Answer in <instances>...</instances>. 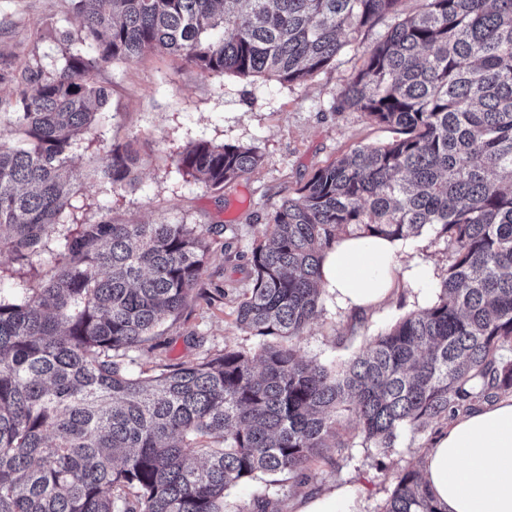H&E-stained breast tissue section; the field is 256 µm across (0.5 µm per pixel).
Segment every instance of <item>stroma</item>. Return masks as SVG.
Instances as JSON below:
<instances>
[{
	"label": "stroma",
	"instance_id": "1",
	"mask_svg": "<svg viewBox=\"0 0 512 512\" xmlns=\"http://www.w3.org/2000/svg\"><path fill=\"white\" fill-rule=\"evenodd\" d=\"M78 27L71 0H0V73L28 63L54 70L63 52L80 48L76 42L62 44L61 32ZM362 62L361 47L347 45L333 64L299 84L203 73L185 57L157 52L129 63L102 65L95 78L110 91L107 118L73 151L81 183L33 265L0 254V283L15 289L35 287L53 264L60 236L105 215L119 224H220L224 233L212 243L203 279L209 287L224 289V300L211 304L201 299L187 308L165 333L169 345L143 357L131 370L195 361L227 347L254 349L259 337L238 328L234 312L239 293L249 283V260L260 225L318 169L354 148L394 137L392 130L363 113L335 109L343 85ZM198 141L251 147L263 161L218 194L176 168L177 153ZM128 142L139 155L137 186L110 190L94 172L112 144ZM396 260L404 270L427 267V286L397 281L386 303L362 314L341 307L329 290H322L319 314L298 343L301 356L340 365L371 336L435 299L448 267L447 244L435 230L401 241ZM439 431L436 425L403 429L385 455L356 437L332 461H315L305 482L261 474L227 490L226 499L239 512H250L257 498L270 500L272 512H295L299 497L349 485L357 492L361 512H381L397 474L416 464Z\"/></svg>",
	"mask_w": 512,
	"mask_h": 512
}]
</instances>
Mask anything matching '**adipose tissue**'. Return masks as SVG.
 Listing matches in <instances>:
<instances>
[{
  "label": "adipose tissue",
  "mask_w": 512,
  "mask_h": 512,
  "mask_svg": "<svg viewBox=\"0 0 512 512\" xmlns=\"http://www.w3.org/2000/svg\"><path fill=\"white\" fill-rule=\"evenodd\" d=\"M395 245L349 236L329 250L323 285L343 308L383 302L396 278ZM422 477L440 512H512V398L457 414L422 462Z\"/></svg>",
  "instance_id": "ef3b65f1"
}]
</instances>
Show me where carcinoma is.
<instances>
[{
	"label": "carcinoma",
	"mask_w": 512,
	"mask_h": 512,
	"mask_svg": "<svg viewBox=\"0 0 512 512\" xmlns=\"http://www.w3.org/2000/svg\"><path fill=\"white\" fill-rule=\"evenodd\" d=\"M71 0L77 41L52 73L26 67L0 110V252L32 263L78 175L72 149L109 101L95 72L146 51L203 73L305 80L347 43L363 64L340 92L400 137L318 170L262 225L236 325L260 337L135 376L157 329L197 298L222 224H80L36 288H0V512H230L225 491L259 473L305 474L347 429L382 455L424 429L512 394V0ZM392 17L371 43L365 37ZM138 154L98 172L132 184ZM178 170L221 192L261 164L201 141ZM448 246L436 298L331 369L299 354L318 313L325 252L342 235ZM382 512H438L420 471Z\"/></svg>",
	"instance_id": "obj_1"
}]
</instances>
